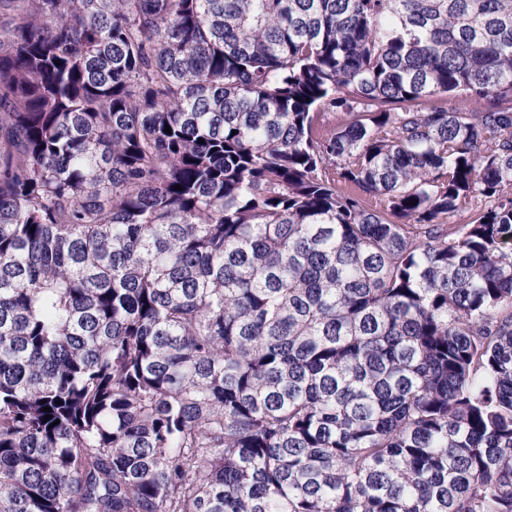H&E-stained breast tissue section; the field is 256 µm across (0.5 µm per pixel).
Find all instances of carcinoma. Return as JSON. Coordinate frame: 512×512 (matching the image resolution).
Here are the masks:
<instances>
[{
  "label": "carcinoma",
  "mask_w": 512,
  "mask_h": 512,
  "mask_svg": "<svg viewBox=\"0 0 512 512\" xmlns=\"http://www.w3.org/2000/svg\"><path fill=\"white\" fill-rule=\"evenodd\" d=\"M0 512H512V0H0Z\"/></svg>",
  "instance_id": "1"
}]
</instances>
